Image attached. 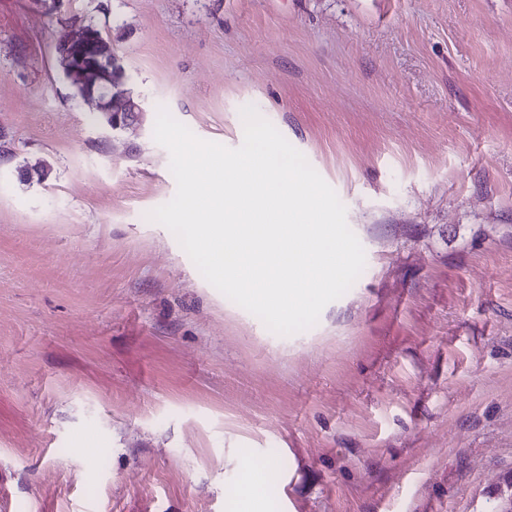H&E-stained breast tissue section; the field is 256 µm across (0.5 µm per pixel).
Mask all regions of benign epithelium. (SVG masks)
Wrapping results in <instances>:
<instances>
[{
    "instance_id": "1",
    "label": "benign epithelium",
    "mask_w": 512,
    "mask_h": 512,
    "mask_svg": "<svg viewBox=\"0 0 512 512\" xmlns=\"http://www.w3.org/2000/svg\"><path fill=\"white\" fill-rule=\"evenodd\" d=\"M58 62L68 81L83 89V96L95 101L96 110L104 122L117 130L135 118L140 105L130 96L113 89L123 74L112 73L117 62L103 36L90 26H82L77 33H66L56 44ZM492 512H512V485L499 487L492 495Z\"/></svg>"
}]
</instances>
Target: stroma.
<instances>
[{
  "label": "stroma",
  "mask_w": 512,
  "mask_h": 512,
  "mask_svg": "<svg viewBox=\"0 0 512 512\" xmlns=\"http://www.w3.org/2000/svg\"><path fill=\"white\" fill-rule=\"evenodd\" d=\"M111 41L107 128L56 32ZM255 106L366 265L270 332L148 219L158 107ZM512 477V0H0V512H487Z\"/></svg>",
  "instance_id": "stroma-1"
}]
</instances>
